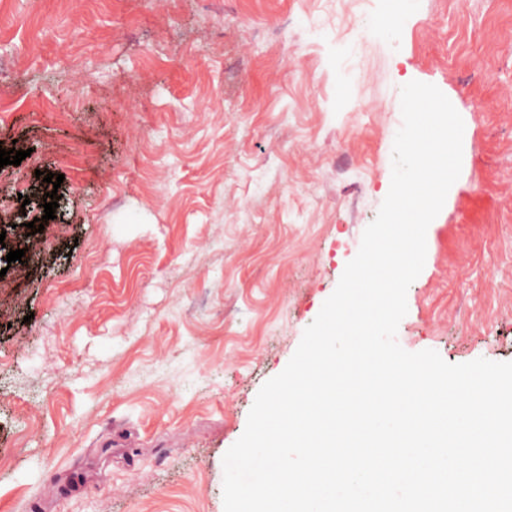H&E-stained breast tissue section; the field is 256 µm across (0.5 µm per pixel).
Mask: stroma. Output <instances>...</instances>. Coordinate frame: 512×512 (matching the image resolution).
<instances>
[{
    "mask_svg": "<svg viewBox=\"0 0 512 512\" xmlns=\"http://www.w3.org/2000/svg\"><path fill=\"white\" fill-rule=\"evenodd\" d=\"M0 0V512H224L223 457L391 183L400 89L464 121L397 340L512 361V0ZM63 175L64 218L23 199ZM25 354L14 355L17 339ZM37 437L18 444L27 406Z\"/></svg>",
    "mask_w": 512,
    "mask_h": 512,
    "instance_id": "35a3bbf8",
    "label": "stroma"
}]
</instances>
